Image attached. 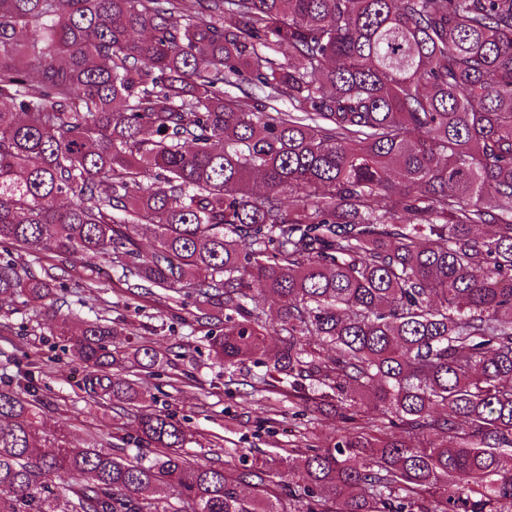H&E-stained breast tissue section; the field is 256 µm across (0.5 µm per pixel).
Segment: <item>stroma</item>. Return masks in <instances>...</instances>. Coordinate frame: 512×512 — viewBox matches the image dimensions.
Segmentation results:
<instances>
[{"instance_id":"obj_1","label":"stroma","mask_w":512,"mask_h":512,"mask_svg":"<svg viewBox=\"0 0 512 512\" xmlns=\"http://www.w3.org/2000/svg\"><path fill=\"white\" fill-rule=\"evenodd\" d=\"M85 263L82 255H74L70 264L75 275L65 276L50 298L0 297V322L10 326L0 332V382L14 380L25 369L27 355L43 356L39 383L45 388L46 405L37 422L39 435L51 434L63 423L69 427L72 445L79 448L105 433L137 436L142 406H92L82 390V365L51 333L61 319L78 324L99 317L117 329L115 345L124 348L138 340L163 353L161 365L137 374L143 406L181 421L188 432L185 451L199 463L218 461L225 469L238 471L274 443L319 445L335 435L340 424L335 411L290 395L287 384L254 390L266 371L264 365L228 368L215 359L206 327L191 316L196 298L173 308L151 295L135 297L106 268L98 274V290L91 293L77 278Z\"/></svg>"}]
</instances>
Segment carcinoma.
Wrapping results in <instances>:
<instances>
[{
  "instance_id": "obj_1",
  "label": "carcinoma",
  "mask_w": 512,
  "mask_h": 512,
  "mask_svg": "<svg viewBox=\"0 0 512 512\" xmlns=\"http://www.w3.org/2000/svg\"><path fill=\"white\" fill-rule=\"evenodd\" d=\"M505 203L512 0H0V243L50 260L0 259V296L50 297L80 253L132 295L192 290L235 366L265 352L252 301L272 295L268 377L353 424L235 474L188 459L183 425L149 409L144 453L63 428L47 453L35 353L0 387V512H141L167 485L172 512H284L283 491L299 512H512ZM53 332L90 402L138 400L106 320Z\"/></svg>"
}]
</instances>
